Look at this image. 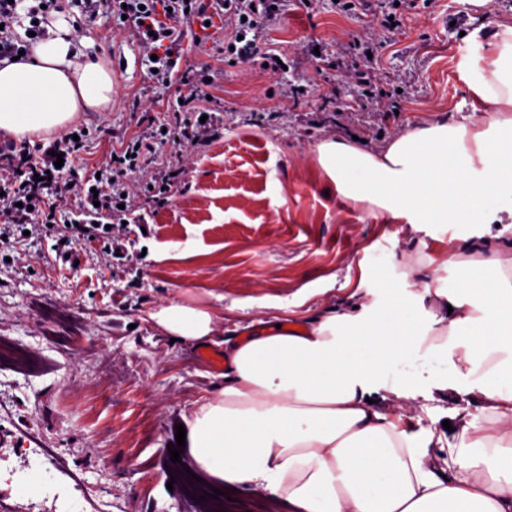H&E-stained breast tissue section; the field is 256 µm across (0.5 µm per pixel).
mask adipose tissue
I'll return each mask as SVG.
<instances>
[{"instance_id": "1", "label": "adipose tissue", "mask_w": 512, "mask_h": 512, "mask_svg": "<svg viewBox=\"0 0 512 512\" xmlns=\"http://www.w3.org/2000/svg\"><path fill=\"white\" fill-rule=\"evenodd\" d=\"M483 60L465 78L467 120L413 126L377 151L317 145L338 195L399 225L417 259L385 255L362 280L384 296L379 309L331 308L290 328L266 319L236 341L227 382L185 420L187 469L288 512H512V25ZM111 100V70L76 49L60 12L26 60L0 66V132L17 139L62 132ZM428 224L475 230L429 241ZM387 269L420 290H393ZM152 318L181 340L213 332L201 306L172 302ZM423 373L477 400L494 433L460 420L432 455L433 432L386 399Z\"/></svg>"}]
</instances>
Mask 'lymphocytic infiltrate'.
Here are the masks:
<instances>
[{
  "label": "lymphocytic infiltrate",
  "instance_id": "lymphocytic-infiltrate-1",
  "mask_svg": "<svg viewBox=\"0 0 512 512\" xmlns=\"http://www.w3.org/2000/svg\"><path fill=\"white\" fill-rule=\"evenodd\" d=\"M22 0H0V62L19 56L27 44L16 32L22 22L18 6ZM280 0H83V10L94 19L100 9L110 10L114 17L125 18L140 45L156 54L155 78L167 83L181 57V43L186 27L194 20L217 14L225 22L224 44L230 56L248 61L262 56L270 70H278L275 53H260L256 34L273 15ZM205 79H197L189 90L179 92L175 127L180 139L191 140L204 113ZM51 151L32 157L13 141L0 143V222L5 224H51L56 219L60 201L72 193L70 178L54 165L56 154L71 157L81 148L79 142L65 136L53 140ZM154 151L150 140L142 138L128 143L115 159L103 163L100 177L93 188H81L75 211L79 215L78 231L95 238L98 221L122 216L132 207L125 178L139 170L141 162ZM53 189L55 200L46 204L42 192Z\"/></svg>",
  "mask_w": 512,
  "mask_h": 512
}]
</instances>
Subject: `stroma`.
Instances as JSON below:
<instances>
[{
	"label": "stroma",
	"instance_id": "obj_1",
	"mask_svg": "<svg viewBox=\"0 0 512 512\" xmlns=\"http://www.w3.org/2000/svg\"><path fill=\"white\" fill-rule=\"evenodd\" d=\"M55 9L75 45L112 70L111 102L68 126L82 136L76 179L132 138L153 137L156 153L128 179L146 225H112L70 261L57 254L75 234L68 209L48 228L0 223V343L35 361L0 362V512H204L213 485L191 497L168 451L184 414L224 383L197 350L226 353L230 329L260 318L341 307L364 275V249L397 248L395 225L343 204L316 145L356 137L376 149L414 125L471 115L465 75L498 25L512 24V0H412L391 35L381 22L392 0L358 16L334 0H282L259 48L284 69L228 62L219 23L201 40L187 33L168 86L110 14L87 22L79 0ZM370 39L380 42L376 85L390 93L378 105L347 77ZM203 74L210 119L198 142L163 135L176 87ZM169 168L167 199L142 196ZM174 301L210 309L212 336L171 341L151 315ZM435 395L422 379L405 406L440 434L460 403Z\"/></svg>",
	"mask_w": 512,
	"mask_h": 512
}]
</instances>
